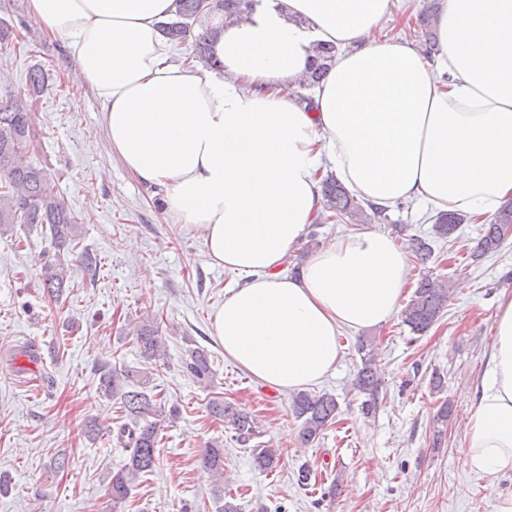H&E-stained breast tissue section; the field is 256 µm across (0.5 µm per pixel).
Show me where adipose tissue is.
Returning a JSON list of instances; mask_svg holds the SVG:
<instances>
[{
    "label": "adipose tissue",
    "mask_w": 512,
    "mask_h": 512,
    "mask_svg": "<svg viewBox=\"0 0 512 512\" xmlns=\"http://www.w3.org/2000/svg\"><path fill=\"white\" fill-rule=\"evenodd\" d=\"M173 0H27L65 40L103 109L124 167L165 187L175 223L200 231L212 266L245 274L213 313L225 357L278 392L322 381L345 329L389 322L405 297L408 257L363 230L281 268L323 207L318 172L383 207L422 198L474 217L512 199V0H442V56L431 65L400 38L374 40L392 0H283L225 28L220 72L170 63L156 25ZM339 52L312 104L294 87L313 47ZM458 450L463 469L512 473V296Z\"/></svg>",
    "instance_id": "ef3b65f1"
}]
</instances>
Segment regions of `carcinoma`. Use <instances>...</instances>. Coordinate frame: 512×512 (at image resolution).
<instances>
[{
  "instance_id": "cac0c4a2",
  "label": "carcinoma",
  "mask_w": 512,
  "mask_h": 512,
  "mask_svg": "<svg viewBox=\"0 0 512 512\" xmlns=\"http://www.w3.org/2000/svg\"><path fill=\"white\" fill-rule=\"evenodd\" d=\"M262 0H173L170 17L159 23L158 29L166 41L176 47L188 40L194 42V58L206 68L219 70L223 64L213 54L211 45L224 27L251 17ZM338 48L332 44L315 46V66L303 82L310 89L320 83ZM26 96L0 97V234L12 230L15 224H40L49 239L55 258L47 259L41 267V285L49 298L57 301L70 287L68 265L61 260V252L75 248L78 219L61 199L57 185L47 168L27 161L43 150L40 130L33 126L29 109L45 87L44 72L37 68L28 72ZM325 207L331 217L341 219L359 216L366 220H383L386 209L372 204L362 205L357 195L350 193L339 181L328 175L322 180ZM467 215L459 212L440 211L432 217L435 234L448 238L465 223ZM512 224V204L498 210L489 224L481 229L480 237L472 247L475 257L498 251L503 241L501 227ZM412 250L421 264L434 254L432 245L424 237L412 239ZM448 305V288L445 284L424 277L418 283L411 299L402 311L403 321L417 334L427 332ZM136 343L144 362L150 363L162 356L164 342L156 323L145 320L133 328ZM362 367L355 379V388L367 396L365 410H371L379 396L380 383L376 377V357L373 347L366 341L358 344ZM186 369L191 377L201 383L210 381L211 368L208 352L197 346L188 350ZM150 375L125 364L107 363L100 369L99 384L102 392L120 401L126 421L116 433L120 447L126 449L128 458L120 471L112 475L109 494L112 501H125L143 475L153 472L158 464L157 448L163 415L157 399L148 388ZM210 414L224 423L233 437L243 446L260 435L256 419L242 407L213 398L209 402ZM292 411L299 421V438L306 445L319 439L324 430L335 423L339 414L336 394L328 391L296 393ZM453 409L443 401L434 416L439 426L437 435L448 429ZM250 454L257 469L262 472L275 470L282 456L278 448H252ZM201 463L212 473L224 475V449L218 445L205 448Z\"/></svg>"
}]
</instances>
